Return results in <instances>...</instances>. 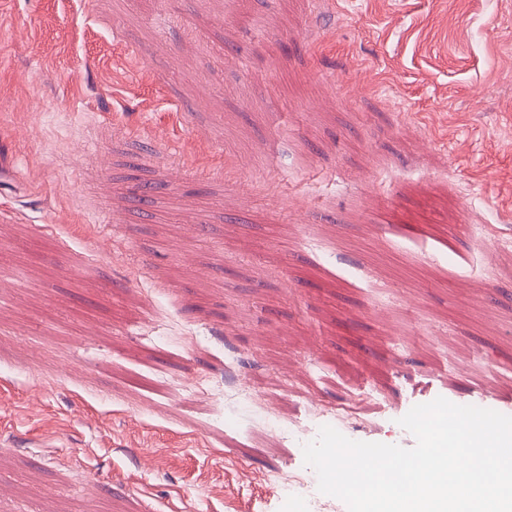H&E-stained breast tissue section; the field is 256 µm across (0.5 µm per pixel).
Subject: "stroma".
Wrapping results in <instances>:
<instances>
[{
  "label": "stroma",
  "instance_id": "35a3bbf8",
  "mask_svg": "<svg viewBox=\"0 0 512 512\" xmlns=\"http://www.w3.org/2000/svg\"><path fill=\"white\" fill-rule=\"evenodd\" d=\"M236 9L0 0V512H304L258 477L306 471L318 377L383 391L356 441L414 447L437 397L512 416V250L470 230L512 241V0H272L266 35ZM374 280L433 330L392 342ZM245 371L294 432H253Z\"/></svg>",
  "mask_w": 512,
  "mask_h": 512
}]
</instances>
